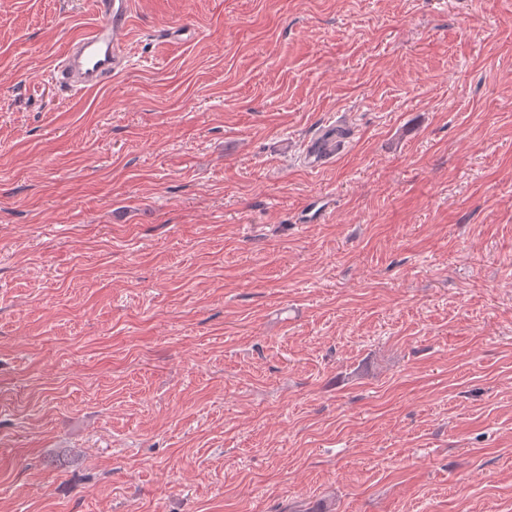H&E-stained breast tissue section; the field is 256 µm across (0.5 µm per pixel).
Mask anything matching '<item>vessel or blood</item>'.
<instances>
[{
    "label": "vessel or blood",
    "instance_id": "1",
    "mask_svg": "<svg viewBox=\"0 0 512 512\" xmlns=\"http://www.w3.org/2000/svg\"><path fill=\"white\" fill-rule=\"evenodd\" d=\"M98 23L73 40L53 71L57 86L67 92H86L105 85L126 60L123 44L130 13V0H96ZM333 156L332 139L308 143L310 165L327 163Z\"/></svg>",
    "mask_w": 512,
    "mask_h": 512
}]
</instances>
